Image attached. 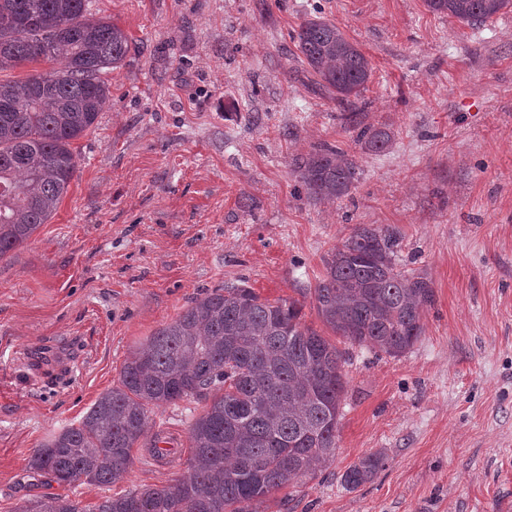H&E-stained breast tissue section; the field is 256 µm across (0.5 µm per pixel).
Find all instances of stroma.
<instances>
[{"label":"stroma","mask_w":512,"mask_h":512,"mask_svg":"<svg viewBox=\"0 0 512 512\" xmlns=\"http://www.w3.org/2000/svg\"><path fill=\"white\" fill-rule=\"evenodd\" d=\"M129 37L110 98L75 140L55 213L0 258V512L68 495L83 512L168 485L203 402L152 412L168 452L132 450L123 481L44 485L30 455L78 425L129 353L202 293L246 282L293 299L359 224L392 228L432 280L423 333L392 357L354 345L330 466L265 512H512V12L471 27L424 0H88ZM335 22L370 60L360 97L319 89L293 36ZM393 135L368 152L341 113ZM323 142L355 155L348 196L309 198L293 171ZM385 466L355 489L360 459ZM384 466V456L380 453L362 458L350 466L343 474V483L349 489H355L370 481Z\"/></svg>","instance_id":"1"}]
</instances>
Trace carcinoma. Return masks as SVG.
Segmentation results:
<instances>
[{
	"instance_id": "cac0c4a2",
	"label": "carcinoma",
	"mask_w": 512,
	"mask_h": 512,
	"mask_svg": "<svg viewBox=\"0 0 512 512\" xmlns=\"http://www.w3.org/2000/svg\"><path fill=\"white\" fill-rule=\"evenodd\" d=\"M433 13L470 26L512 8V0H424ZM304 63L336 101L358 97L372 66L336 23L303 21L293 36ZM129 38L87 15L86 0H0V70L39 60L57 67L23 81L0 80V257L51 218L77 171L72 143L98 119L110 95L106 75L120 67ZM354 142L371 152L391 132L346 115ZM308 197L349 195L359 165L323 143L295 158ZM398 235L357 225L323 258L312 291L323 324L352 344L389 356L410 349L434 301L431 279L398 263ZM342 352L302 322L296 300H263L245 283L194 299L123 364L119 385L102 394L79 425L62 429L29 460L60 486L123 480L131 452L151 427L154 407L205 400L190 425V457L174 483L130 490L97 512H258L254 504L314 478L336 457L345 394ZM384 466L371 454L350 466L355 489ZM17 512H81L63 495L36 496Z\"/></svg>"
}]
</instances>
